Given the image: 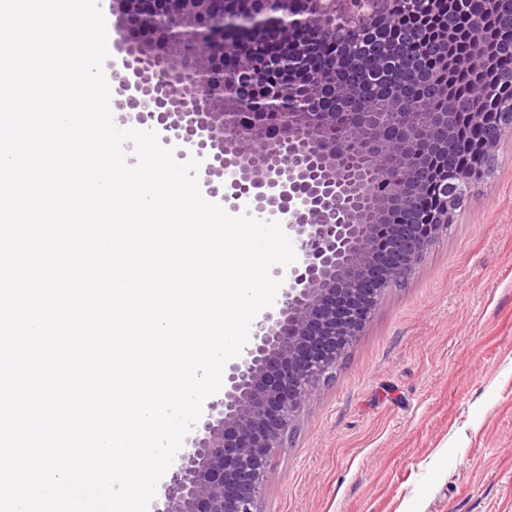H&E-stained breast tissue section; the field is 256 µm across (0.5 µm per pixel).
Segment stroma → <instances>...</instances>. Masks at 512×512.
I'll return each instance as SVG.
<instances>
[{
	"instance_id": "35a3bbf8",
	"label": "stroma",
	"mask_w": 512,
	"mask_h": 512,
	"mask_svg": "<svg viewBox=\"0 0 512 512\" xmlns=\"http://www.w3.org/2000/svg\"><path fill=\"white\" fill-rule=\"evenodd\" d=\"M257 509L512 512V130L319 383Z\"/></svg>"
}]
</instances>
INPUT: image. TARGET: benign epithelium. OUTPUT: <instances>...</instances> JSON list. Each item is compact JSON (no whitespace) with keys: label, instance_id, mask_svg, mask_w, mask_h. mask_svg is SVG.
Masks as SVG:
<instances>
[{"label":"benign epithelium","instance_id":"7a95c632","mask_svg":"<svg viewBox=\"0 0 512 512\" xmlns=\"http://www.w3.org/2000/svg\"><path fill=\"white\" fill-rule=\"evenodd\" d=\"M456 0H110L111 63L124 119L159 139L188 143L198 182L232 208L280 222L299 262L281 298L254 324L251 343L224 374V399L193 428L156 512H257L272 450L284 447L321 379L370 321L382 291L406 280L454 223L468 188L456 169L460 112L448 102L426 118L434 71L394 43L408 7L435 15ZM512 44V0H485ZM333 37L340 58L372 52L354 75L334 64L311 71L296 36ZM448 22L436 68L491 75L482 44L457 42ZM508 99L482 152L494 159L512 128ZM387 97L392 111H374ZM347 127L361 141L351 152ZM433 185L439 205L414 203Z\"/></svg>","mask_w":512,"mask_h":512}]
</instances>
